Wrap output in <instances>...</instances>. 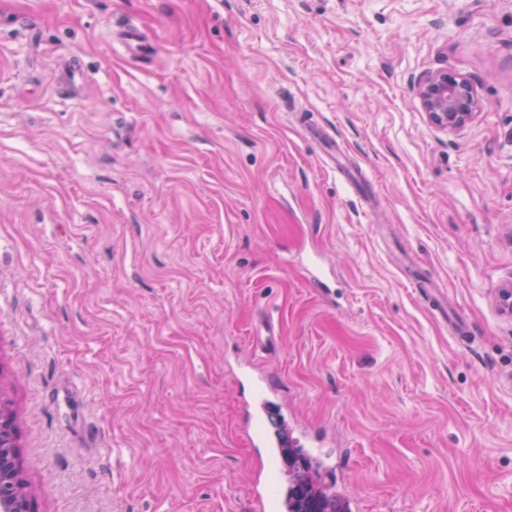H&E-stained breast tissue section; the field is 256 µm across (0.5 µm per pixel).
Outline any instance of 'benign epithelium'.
<instances>
[{"mask_svg":"<svg viewBox=\"0 0 512 512\" xmlns=\"http://www.w3.org/2000/svg\"><path fill=\"white\" fill-rule=\"evenodd\" d=\"M417 97L430 123L458 131L478 114L481 103L471 82L441 71L427 77ZM14 412L0 400V512H33L32 492L24 477L14 430Z\"/></svg>","mask_w":512,"mask_h":512,"instance_id":"obj_1","label":"benign epithelium"}]
</instances>
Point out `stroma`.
I'll return each instance as SVG.
<instances>
[{
  "mask_svg": "<svg viewBox=\"0 0 512 512\" xmlns=\"http://www.w3.org/2000/svg\"><path fill=\"white\" fill-rule=\"evenodd\" d=\"M442 70L481 101L456 132L416 95ZM510 283L512 0H0V394L36 512H259L285 466L242 364L340 512H512ZM401 266L414 281L416 287L421 288V295L432 303V311L435 315L440 317L445 323L448 322L450 332L462 341L468 339L472 335L471 325L463 320L448 319V297L443 294L441 288H438L433 280L414 274L416 260L412 254H408ZM261 405V413L262 415H257L254 419L255 425H256V437L259 440V442L265 447H279L283 442H288V436L278 434L276 435V430L272 435H268L262 432V428L265 424V427L268 425L274 424V418L272 415L268 414V407L265 406L263 403ZM255 497L261 504L262 510H266L267 505L274 510L278 499V488L274 479L271 477L260 478L255 486Z\"/></svg>",
  "mask_w": 512,
  "mask_h": 512,
  "instance_id": "obj_1",
  "label": "stroma"
}]
</instances>
